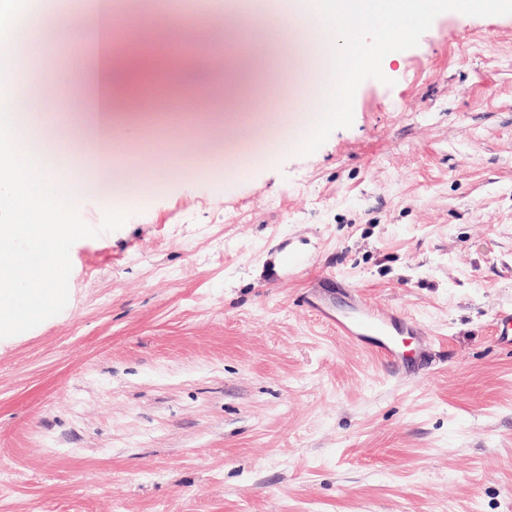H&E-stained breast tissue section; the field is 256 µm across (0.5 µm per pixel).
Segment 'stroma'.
I'll return each instance as SVG.
<instances>
[{
  "instance_id": "35a3bbf8",
  "label": "stroma",
  "mask_w": 512,
  "mask_h": 512,
  "mask_svg": "<svg viewBox=\"0 0 512 512\" xmlns=\"http://www.w3.org/2000/svg\"><path fill=\"white\" fill-rule=\"evenodd\" d=\"M45 76L91 112L85 21ZM179 116L153 73L127 144L152 196L70 249L69 301L0 339V512H512V15L440 13L286 139L288 81ZM261 160L224 182L206 119ZM412 318L398 376L308 305Z\"/></svg>"
}]
</instances>
